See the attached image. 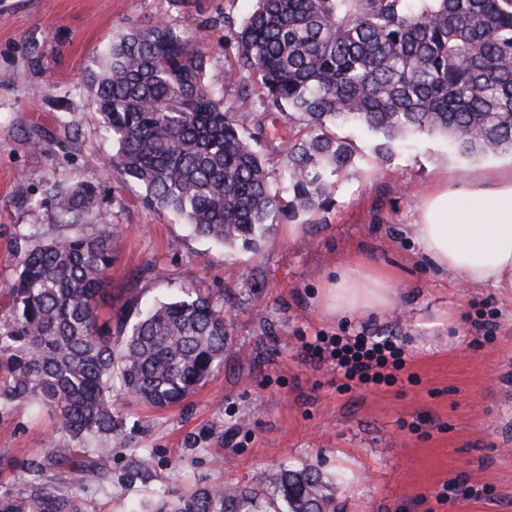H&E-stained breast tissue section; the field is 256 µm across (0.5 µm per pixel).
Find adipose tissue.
<instances>
[{
  "instance_id": "obj_1",
  "label": "adipose tissue",
  "mask_w": 512,
  "mask_h": 512,
  "mask_svg": "<svg viewBox=\"0 0 512 512\" xmlns=\"http://www.w3.org/2000/svg\"><path fill=\"white\" fill-rule=\"evenodd\" d=\"M486 187L467 193L443 189L427 203L412 233L421 253L440 277H458L471 286L512 293V170L486 175ZM392 271L346 268L328 290L327 313L374 310L388 303Z\"/></svg>"
}]
</instances>
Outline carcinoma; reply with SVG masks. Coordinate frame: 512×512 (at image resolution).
I'll list each match as a JSON object with an SVG mask.
<instances>
[{"mask_svg":"<svg viewBox=\"0 0 512 512\" xmlns=\"http://www.w3.org/2000/svg\"><path fill=\"white\" fill-rule=\"evenodd\" d=\"M240 66L266 111L308 129L280 140L274 188L254 144L265 127L224 110L207 71L205 33L176 34L162 19L105 50L87 77L90 105L116 145L108 163L142 187L147 205L181 216L197 236L256 244L279 217L326 209L355 151L333 128L359 125L391 156L410 139L440 135L467 158L512 153V0H256L240 23L224 17ZM92 188H48L80 213ZM109 214L91 231L60 224L43 239L15 233L18 274L0 295V409L35 402L60 439L14 471L0 448V512H88L82 493L112 478L122 433L114 380L128 397L172 406L224 359V296L189 289L144 313L112 308ZM91 454L76 457L72 446ZM151 512H336L331 486L310 465L279 467L256 486H186Z\"/></svg>","mask_w":512,"mask_h":512,"instance_id":"obj_1","label":"carcinoma"}]
</instances>
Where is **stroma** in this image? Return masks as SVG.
I'll use <instances>...</instances> for the list:
<instances>
[{"label":"stroma","mask_w":512,"mask_h":512,"mask_svg":"<svg viewBox=\"0 0 512 512\" xmlns=\"http://www.w3.org/2000/svg\"><path fill=\"white\" fill-rule=\"evenodd\" d=\"M254 0H0V291L17 261L15 230L51 236L57 224L109 213L112 303L148 305L195 286L223 293L228 345L205 384L177 405L119 402L129 447L112 457V482L90 512H127L195 484L254 485L281 463L321 470L336 512H512V295L446 281L419 253L410 227L429 191L469 189L478 174L512 168V155L466 161L446 139L419 136L389 160L375 136L338 128L356 150L335 203L277 225L250 248L193 236L178 215L146 206L144 188L108 163L116 147L89 112L82 77L123 33L162 19L177 33L206 30L203 51L220 73L225 111L266 119L262 92L239 68L219 20H243ZM69 122L76 147L59 141ZM54 183L95 189L80 217L45 195ZM396 277L380 309L330 316L327 286L355 258ZM161 269L162 277L145 270ZM485 314L489 333L474 323ZM365 330L405 340L414 383L341 390L327 365L304 358L303 337ZM56 431L46 411H0V447L18 461ZM149 467L135 483L124 473Z\"/></svg>","instance_id":"stroma-1"}]
</instances>
